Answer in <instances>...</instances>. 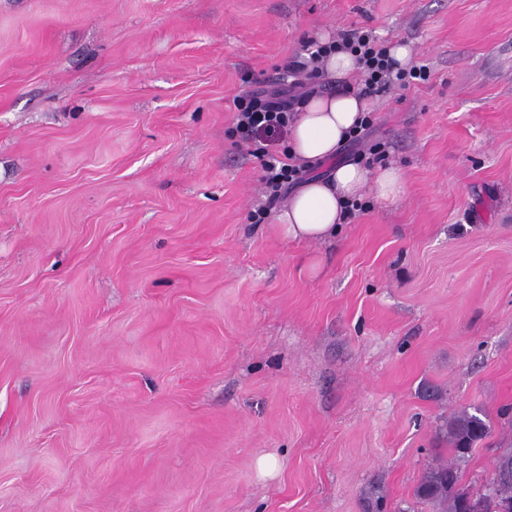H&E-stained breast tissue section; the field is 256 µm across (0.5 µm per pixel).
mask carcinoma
I'll return each instance as SVG.
<instances>
[{"mask_svg": "<svg viewBox=\"0 0 512 512\" xmlns=\"http://www.w3.org/2000/svg\"><path fill=\"white\" fill-rule=\"evenodd\" d=\"M477 408L448 417L439 429L448 443L449 460L427 470L415 498L428 512H512V442L503 443L493 462L495 481L477 487L461 482L459 462L468 459L490 434V422Z\"/></svg>", "mask_w": 512, "mask_h": 512, "instance_id": "carcinoma-1", "label": "carcinoma"}]
</instances>
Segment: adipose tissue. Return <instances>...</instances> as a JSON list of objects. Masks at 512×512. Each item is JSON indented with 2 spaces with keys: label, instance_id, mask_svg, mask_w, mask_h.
I'll return each mask as SVG.
<instances>
[{
  "label": "adipose tissue",
  "instance_id": "ef3b65f1",
  "mask_svg": "<svg viewBox=\"0 0 512 512\" xmlns=\"http://www.w3.org/2000/svg\"><path fill=\"white\" fill-rule=\"evenodd\" d=\"M371 109L370 101L347 89L311 97L290 128V154L301 163L329 162L323 174L309 178L288 196L275 216L277 232L289 240L323 241L335 237L349 202L364 191L392 201L404 190L399 171L385 166L370 170L357 162H336L348 131Z\"/></svg>",
  "mask_w": 512,
  "mask_h": 512
}]
</instances>
